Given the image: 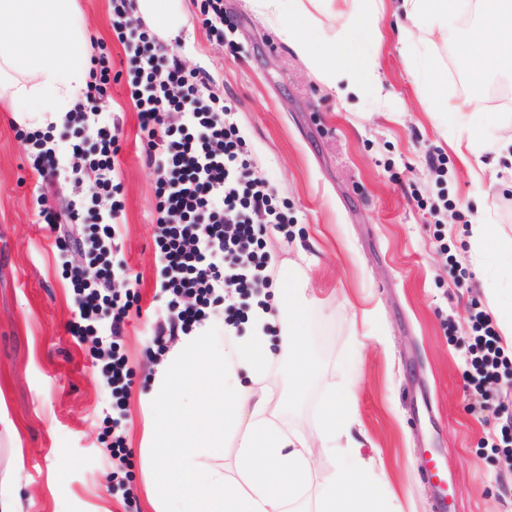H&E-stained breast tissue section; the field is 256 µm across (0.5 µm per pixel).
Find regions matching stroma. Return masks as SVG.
<instances>
[{"label":"stroma","instance_id":"stroma-1","mask_svg":"<svg viewBox=\"0 0 512 512\" xmlns=\"http://www.w3.org/2000/svg\"><path fill=\"white\" fill-rule=\"evenodd\" d=\"M89 39L112 60L109 119L122 151L114 176L125 208L114 245L122 270L117 293L136 292L118 338L72 335L78 309L43 224L36 198L54 208L90 200V180L42 182L31 149L0 107V401L19 426L25 512H148L142 454L144 405L156 366L151 342L167 314L154 260L156 175L142 154L145 135L112 40L110 0H78ZM189 26L166 49L185 69H208L211 93L233 108L254 167L293 219L291 237L270 234L265 249L280 288L304 286L308 346L319 372L343 380L359 360L355 434L365 454L384 462L403 512H512V472L491 452L503 420L483 411L464 389L473 308L501 318L512 308V282L499 274L501 254L474 256L468 227L492 214L502 244L512 243V162L487 167L482 188L445 143L428 114L413 57L399 41L398 0H383L373 53L389 92L341 98L276 33L253 0H224V34L202 24L204 0H184ZM431 53L448 74V97L474 100L479 118L512 114V99L494 102L469 78L462 42ZM442 154L438 178L429 153ZM498 292L491 307L488 294ZM117 341L133 384L125 400L123 445L116 468L112 398L92 356Z\"/></svg>","mask_w":512,"mask_h":512}]
</instances>
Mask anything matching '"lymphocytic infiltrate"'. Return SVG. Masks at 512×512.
I'll use <instances>...</instances> for the list:
<instances>
[{"mask_svg":"<svg viewBox=\"0 0 512 512\" xmlns=\"http://www.w3.org/2000/svg\"><path fill=\"white\" fill-rule=\"evenodd\" d=\"M131 8V0H112L109 23L125 52L131 97L147 134L146 160L156 174L155 257L169 312L155 332L154 344L161 350L168 338L187 334L212 314L223 313L225 322L236 325L245 322L250 298L274 284L265 238L286 232L289 218L254 169L244 139L229 120L231 106L209 94L210 72L185 70L147 27L130 23ZM109 81L105 57L95 58L87 90L63 129L70 137L69 151H62L50 132L26 135L43 180L64 181L81 170L94 179L90 204H71L66 213L56 211L47 195L37 199L45 224L58 233L59 257L75 249L85 254L83 265L67 269L78 306L72 326L77 336L106 326L118 330L134 304L133 297L110 288L123 202L113 175L121 150L118 127L103 118ZM72 156L78 165L69 164ZM260 214L265 217L261 224L256 221ZM65 224L82 225L80 237L63 233ZM471 321L465 387L484 410L512 424V409L487 390L511 361L492 316L478 309Z\"/></svg>","mask_w":512,"mask_h":512,"instance_id":"f902f5d3","label":"lymphocytic infiltrate"}]
</instances>
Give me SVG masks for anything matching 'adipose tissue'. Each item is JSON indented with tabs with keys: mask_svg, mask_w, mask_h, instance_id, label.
I'll use <instances>...</instances> for the list:
<instances>
[{
	"mask_svg": "<svg viewBox=\"0 0 512 512\" xmlns=\"http://www.w3.org/2000/svg\"><path fill=\"white\" fill-rule=\"evenodd\" d=\"M342 23L312 41L305 11L285 14L282 0H255L278 35L310 64L329 89L385 102L388 94L368 47L376 39L375 0H322ZM473 10L478 27L465 42L471 79L512 72V0H400L405 50H422L412 71L432 108L448 117L447 142L473 183L484 172L483 155L512 156V118L494 129L471 124L467 103L449 104L448 77L426 49L453 39L461 16ZM135 12L161 38L187 24L181 0H136ZM91 49L76 0H0V102L31 129L62 125L90 79ZM288 327L278 339L267 329L269 310L254 307L251 331L238 333L223 318L205 321L180 338L152 379L148 404L161 413L146 430L145 452L153 469L148 481L150 512H299L314 500L315 512H402L388 493L385 467L366 456L353 435L357 363L343 386L327 382L313 436L280 419L281 398L270 364L288 358V390L302 392L317 368L306 344L307 325L296 296L284 305ZM235 450V472L224 469V449ZM331 461L316 472L314 461Z\"/></svg>",
	"mask_w": 512,
	"mask_h": 512,
	"instance_id": "ef3b65f1",
	"label": "adipose tissue"
}]
</instances>
